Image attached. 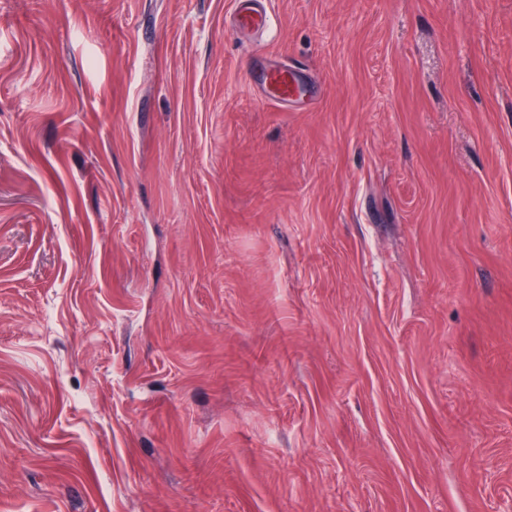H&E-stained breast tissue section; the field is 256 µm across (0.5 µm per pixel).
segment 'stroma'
Instances as JSON below:
<instances>
[{
	"label": "stroma",
	"instance_id": "obj_1",
	"mask_svg": "<svg viewBox=\"0 0 512 512\" xmlns=\"http://www.w3.org/2000/svg\"><path fill=\"white\" fill-rule=\"evenodd\" d=\"M264 4L0 0V512H512V0ZM263 0L234 1V24L240 30H262L268 27L270 17L263 7ZM255 67L258 88L263 92V98L272 104L282 106L302 90L299 71L286 61L265 57Z\"/></svg>",
	"mask_w": 512,
	"mask_h": 512
}]
</instances>
